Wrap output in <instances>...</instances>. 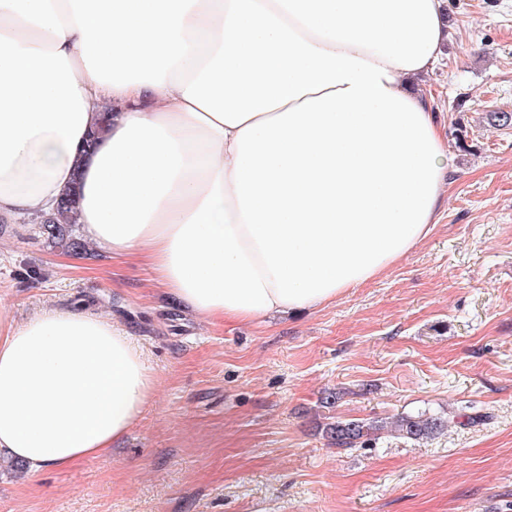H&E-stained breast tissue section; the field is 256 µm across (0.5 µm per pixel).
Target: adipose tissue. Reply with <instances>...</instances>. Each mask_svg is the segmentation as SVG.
I'll return each instance as SVG.
<instances>
[{
	"mask_svg": "<svg viewBox=\"0 0 512 512\" xmlns=\"http://www.w3.org/2000/svg\"><path fill=\"white\" fill-rule=\"evenodd\" d=\"M443 2L0 0V222L75 185L84 241L194 315L330 303L439 221L451 158L413 84ZM153 388L111 318L43 309L0 336V453L32 474L106 455Z\"/></svg>",
	"mask_w": 512,
	"mask_h": 512,
	"instance_id": "1",
	"label": "adipose tissue"
}]
</instances>
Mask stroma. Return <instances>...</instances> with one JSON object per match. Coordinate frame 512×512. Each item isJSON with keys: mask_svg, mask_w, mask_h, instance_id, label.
<instances>
[{"mask_svg": "<svg viewBox=\"0 0 512 512\" xmlns=\"http://www.w3.org/2000/svg\"><path fill=\"white\" fill-rule=\"evenodd\" d=\"M444 8V60L423 86L454 162L448 202L426 239L334 302L209 322L141 262L0 223V325L99 309L155 379L110 454L32 475L1 462L0 512H512V123L495 118L512 114V0ZM424 411L447 430L345 452L320 432L332 415Z\"/></svg>", "mask_w": 512, "mask_h": 512, "instance_id": "1", "label": "stroma"}]
</instances>
